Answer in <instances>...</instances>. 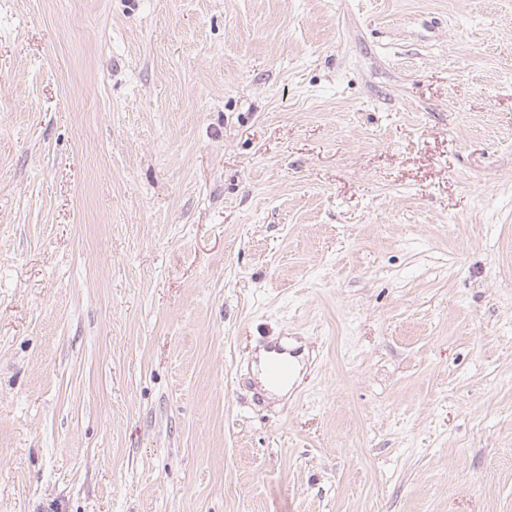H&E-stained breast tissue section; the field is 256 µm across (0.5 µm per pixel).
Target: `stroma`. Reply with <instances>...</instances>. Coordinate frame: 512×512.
<instances>
[{"instance_id": "stroma-1", "label": "stroma", "mask_w": 512, "mask_h": 512, "mask_svg": "<svg viewBox=\"0 0 512 512\" xmlns=\"http://www.w3.org/2000/svg\"><path fill=\"white\" fill-rule=\"evenodd\" d=\"M0 512H512V0H0ZM269 352L271 355L264 361L262 372L269 388H279L288 384L294 376L296 365L288 350L279 344L271 346ZM263 375H260L261 382L264 380Z\"/></svg>"}]
</instances>
